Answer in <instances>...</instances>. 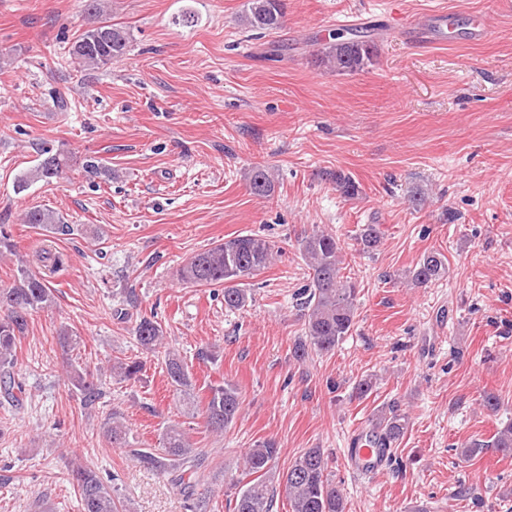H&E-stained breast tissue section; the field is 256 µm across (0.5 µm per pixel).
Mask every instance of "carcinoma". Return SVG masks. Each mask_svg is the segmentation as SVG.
<instances>
[{
  "label": "carcinoma",
  "mask_w": 512,
  "mask_h": 512,
  "mask_svg": "<svg viewBox=\"0 0 512 512\" xmlns=\"http://www.w3.org/2000/svg\"><path fill=\"white\" fill-rule=\"evenodd\" d=\"M86 11L90 27L85 29L71 46L70 54L80 68L96 71L112 64L125 54L130 35L127 30L104 18L108 11L105 0H87ZM283 0H247L241 16L244 25L258 30L281 27ZM375 45L348 31H337L326 42L321 63L341 74L360 72L372 64ZM69 164L64 153L43 149L42 160L18 178V188L32 182L50 183L60 178ZM254 194L267 197L274 191V178L264 167L255 166L249 172ZM336 191L346 198L359 194V187L348 175L336 173ZM24 223L41 227H61L59 215L49 209H31ZM380 232L375 224H364L358 235L362 251L371 253L379 247ZM300 254L312 271V280L303 291L301 305L306 313V340L295 344L293 357L305 360L309 353L328 355L350 335L358 312L356 283L341 275V246L336 236L324 231H312L298 240ZM278 254L276 245L257 235H237L208 248L180 267L178 280L187 286H217L224 289V308L237 311L244 308L249 294L247 282L256 272L270 266ZM18 274L13 283L0 287V397L12 406L20 401L25 385L15 376L17 342L23 337L28 319L35 313L49 310L54 303L52 288L43 272L28 268L26 261L17 259ZM448 273L445 257L438 252L423 255L410 271L411 281L426 285L443 279ZM133 336L142 350L156 353L164 349L163 363L177 397L189 412H194L193 383L188 367L180 353L166 346L161 324L150 315L136 318ZM57 341L67 351L80 349L82 337L67 326L57 330ZM107 371L124 381L140 379L143 363L138 359L108 360ZM66 379L71 390L80 394L84 405H92L103 395L98 373L88 365L69 364ZM209 395L202 415L206 427L222 433L236 419L240 410V392L230 382L208 386ZM409 425L408 415L392 403L381 408L362 436L378 448L393 449ZM103 434L115 448L127 449L131 460L146 470L168 477L193 512H207L209 500L197 493L206 483L205 452L194 447L186 432L177 423L165 427L156 448H131L123 416L110 413L103 423ZM496 448L512 455V420L502 424L490 443L473 441L466 444L465 455L473 456L484 448ZM279 446L276 439L263 438L253 442L242 457L243 470L256 478L234 485L229 504L233 512H273L277 487L284 486L290 512H345L343 493L330 478L329 460L321 448H307L284 472L277 471ZM74 488L77 489L83 512H128L127 504L117 489L109 486L91 467L75 459L69 462Z\"/></svg>",
  "instance_id": "carcinoma-1"
}]
</instances>
